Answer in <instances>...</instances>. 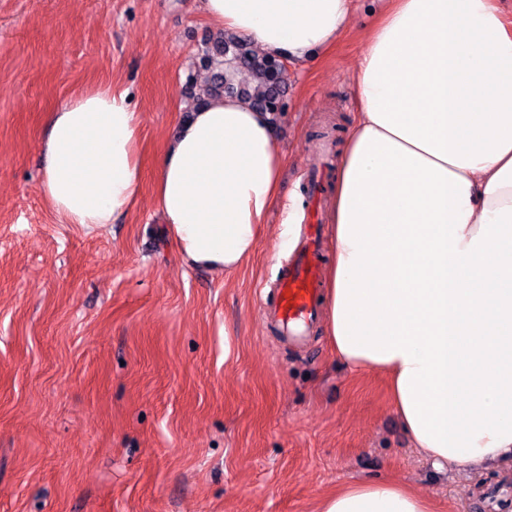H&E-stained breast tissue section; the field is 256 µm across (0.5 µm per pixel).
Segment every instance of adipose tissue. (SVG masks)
Masks as SVG:
<instances>
[{
  "label": "adipose tissue",
  "instance_id": "1",
  "mask_svg": "<svg viewBox=\"0 0 512 512\" xmlns=\"http://www.w3.org/2000/svg\"><path fill=\"white\" fill-rule=\"evenodd\" d=\"M351 70L359 98L336 170L323 325L337 360L384 374L411 447L436 468L512 460V20L495 0H378ZM219 29L298 66L352 27L355 0H199ZM140 112L85 88L46 113L40 190L66 224L135 205ZM286 159L268 113L209 99L155 163L181 260L256 255ZM391 480H351L316 512H436Z\"/></svg>",
  "mask_w": 512,
  "mask_h": 512
}]
</instances>
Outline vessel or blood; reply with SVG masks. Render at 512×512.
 I'll return each instance as SVG.
<instances>
[{
	"label": "vessel or blood",
	"instance_id": "1",
	"mask_svg": "<svg viewBox=\"0 0 512 512\" xmlns=\"http://www.w3.org/2000/svg\"><path fill=\"white\" fill-rule=\"evenodd\" d=\"M319 233L306 234L293 262L284 267L277 299L263 315L275 328L297 339L304 338L316 322L321 307Z\"/></svg>",
	"mask_w": 512,
	"mask_h": 512
}]
</instances>
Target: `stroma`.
<instances>
[{"mask_svg":"<svg viewBox=\"0 0 512 512\" xmlns=\"http://www.w3.org/2000/svg\"><path fill=\"white\" fill-rule=\"evenodd\" d=\"M288 66L275 132L284 191L253 261L188 268L155 211V160L213 74L197 0H0V512H314L336 486L391 479L439 512H512V462L435 469L409 447L383 378L355 374L322 325L295 344L261 306L303 235V174L359 110L349 73L375 20ZM113 83L142 116L145 177L103 232L40 192L41 121Z\"/></svg>","mask_w":512,"mask_h":512,"instance_id":"stroma-1","label":"stroma"}]
</instances>
